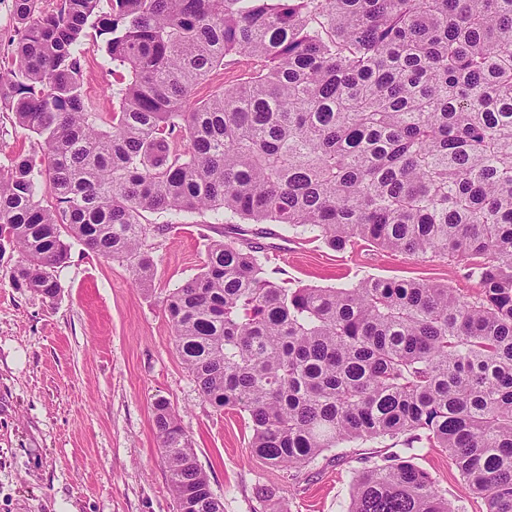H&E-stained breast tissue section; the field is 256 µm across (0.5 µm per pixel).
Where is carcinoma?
<instances>
[{"instance_id":"cac0c4a2","label":"carcinoma","mask_w":512,"mask_h":512,"mask_svg":"<svg viewBox=\"0 0 512 512\" xmlns=\"http://www.w3.org/2000/svg\"><path fill=\"white\" fill-rule=\"evenodd\" d=\"M42 3L13 0L0 55V113L36 140L0 170L14 286L56 298L66 236L149 283V236L203 211L463 260L471 298L309 288L262 246L213 240L165 311L202 396L248 416L268 464L392 449L356 474L348 512H452L418 448L446 449L486 512H512V0ZM100 42L112 112L83 89ZM236 56L258 65L194 95ZM154 410L175 512H224L176 412Z\"/></svg>"}]
</instances>
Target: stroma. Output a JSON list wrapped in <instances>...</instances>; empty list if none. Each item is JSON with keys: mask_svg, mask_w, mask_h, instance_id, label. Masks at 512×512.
<instances>
[{"mask_svg": "<svg viewBox=\"0 0 512 512\" xmlns=\"http://www.w3.org/2000/svg\"><path fill=\"white\" fill-rule=\"evenodd\" d=\"M244 235L265 246L295 285L342 288L364 278L479 288L465 262L417 258L366 243L341 252L278 224L244 229L211 213L182 215L154 237L150 286L131 267L92 254L78 240L56 272L60 294L14 288L18 254L0 259V512H174L153 404L166 400L195 449L224 512H347L353 477L385 455L350 443L298 468L269 465L249 448L246 414L216 412L175 347L163 299L197 274L207 239ZM415 464L454 512H486L442 448Z\"/></svg>", "mask_w": 512, "mask_h": 512, "instance_id": "stroma-1", "label": "stroma"}]
</instances>
